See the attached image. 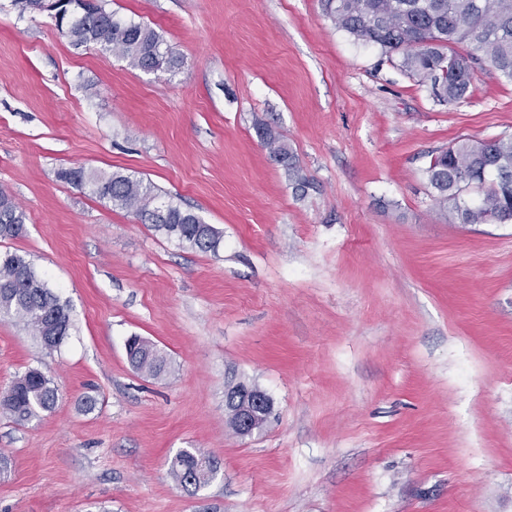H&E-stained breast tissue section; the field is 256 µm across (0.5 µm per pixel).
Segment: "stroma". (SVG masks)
<instances>
[{
  "instance_id": "stroma-1",
  "label": "stroma",
  "mask_w": 512,
  "mask_h": 512,
  "mask_svg": "<svg viewBox=\"0 0 512 512\" xmlns=\"http://www.w3.org/2000/svg\"><path fill=\"white\" fill-rule=\"evenodd\" d=\"M106 4L183 67L74 48L0 0V189L27 215L0 251L71 318L54 351L0 318V391L35 367L59 394L0 415V512H512V223H449L424 176L458 140L512 136V83L482 63L469 99L437 102L320 0ZM80 166L151 181L218 252L58 179ZM132 335L167 375L131 368ZM234 379L273 401L248 437L227 425ZM184 448L220 462L194 495L169 474ZM257 133L263 143L269 148L286 172L292 189L297 196H304L310 186L309 179L303 173L297 156L290 150L288 144L266 126H258Z\"/></svg>"
}]
</instances>
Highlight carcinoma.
Wrapping results in <instances>:
<instances>
[{
    "mask_svg": "<svg viewBox=\"0 0 512 512\" xmlns=\"http://www.w3.org/2000/svg\"><path fill=\"white\" fill-rule=\"evenodd\" d=\"M324 15L357 42L391 57L437 101L450 106L470 95L472 72L489 63L512 82V0H321ZM59 32L75 47L94 45L144 72H174L182 58L153 28L128 21L105 7L104 0H63L53 14ZM467 44L470 51L456 50ZM257 133L286 172L297 196L310 186L297 156L266 126ZM425 174L435 200L452 224H506L512 221V137L457 142L435 155ZM57 177L98 198L134 213L157 233L201 252H217L223 232L173 201L162 199L153 183L120 172L101 175L82 167L64 168ZM25 214L0 189V239L20 236ZM0 314L30 330L42 346L57 349L71 328L67 304L37 275L25 256L0 252ZM129 365L158 378L168 359L153 343L131 336L125 343ZM58 400L53 381L39 369L18 375L0 393V412L22 424L52 411ZM218 460L197 448L181 450L170 474L184 488L196 490L214 478Z\"/></svg>",
    "mask_w": 512,
    "mask_h": 512,
    "instance_id": "1",
    "label": "carcinoma"
}]
</instances>
